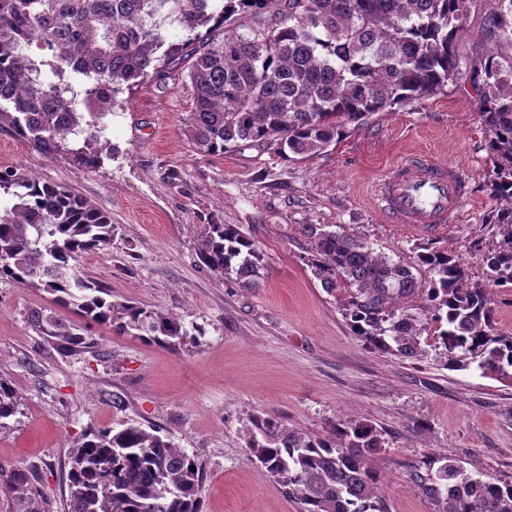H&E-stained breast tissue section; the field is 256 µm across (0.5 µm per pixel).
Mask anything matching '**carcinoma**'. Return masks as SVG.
I'll return each mask as SVG.
<instances>
[{
  "instance_id": "carcinoma-1",
  "label": "carcinoma",
  "mask_w": 512,
  "mask_h": 512,
  "mask_svg": "<svg viewBox=\"0 0 512 512\" xmlns=\"http://www.w3.org/2000/svg\"><path fill=\"white\" fill-rule=\"evenodd\" d=\"M473 0H0V120L43 154L101 167L102 119L123 88L150 79L187 86L183 133L206 156L263 148L283 160L309 157L343 139L348 125L442 92L468 70L494 159L489 176L501 239L486 279L470 282L459 257L423 247L394 261L344 228L301 224L308 263L332 292L350 288L344 315L370 348L420 361L435 352L451 371L474 370L512 385V336L495 327L492 287L512 288V55L461 56L456 34ZM487 36L512 47V0H488ZM187 34L167 42L162 28ZM36 46L35 58L26 48ZM86 79V112L72 80ZM0 278L38 288L87 322L163 347L198 345L205 331L132 301L114 302L77 271L78 258L112 244L110 215L67 186L25 169H0ZM198 259L243 289L259 287L260 241L237 224H205ZM425 271L427 277L415 275ZM32 325L71 351L80 327L35 310ZM433 325V333L428 326ZM18 408L0 378V419ZM246 448L298 500L300 512H383L369 456L377 429L358 422L326 435L255 415ZM408 481L437 512H512V482L470 474L446 457L411 465ZM69 512H203L198 462L134 423L90 428L70 456ZM19 512H40L23 476Z\"/></svg>"
}]
</instances>
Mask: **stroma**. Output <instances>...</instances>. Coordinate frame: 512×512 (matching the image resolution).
I'll return each instance as SVG.
<instances>
[{"instance_id":"35a3bbf8","label":"stroma","mask_w":512,"mask_h":512,"mask_svg":"<svg viewBox=\"0 0 512 512\" xmlns=\"http://www.w3.org/2000/svg\"><path fill=\"white\" fill-rule=\"evenodd\" d=\"M486 0H474L457 36L472 57L488 44ZM104 135L114 152L80 171L48 157L0 121V168L19 166L68 186L107 211L116 231L107 249L81 255L78 268L113 299L181 316L205 334L175 349L91 326L89 346L64 353L30 323L34 310L81 323L50 294L0 279V378L18 395L0 421V512H18L16 474H25L41 512H68L69 453L91 427L131 419L159 428L202 467L204 512H299L245 447L255 414L291 429L327 434L366 420L384 445L374 456L384 512H436L409 483L408 464L435 456L468 473L512 482V387L479 372L412 363L367 348L343 314L346 289L326 292L308 265L303 224L338 225L390 258L431 246L458 255L469 280L486 277L500 239L490 219L488 130L467 76L445 93L374 114L320 155L279 159L259 148L209 158L182 133L192 110L178 84L123 89ZM408 152L472 174V202L441 234L396 224L376 186ZM239 224L264 254L258 288L220 279L197 258L200 230ZM124 401L115 409L113 396Z\"/></svg>"}]
</instances>
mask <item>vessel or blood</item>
Here are the masks:
<instances>
[{"label":"vessel or blood","instance_id":"1","mask_svg":"<svg viewBox=\"0 0 512 512\" xmlns=\"http://www.w3.org/2000/svg\"><path fill=\"white\" fill-rule=\"evenodd\" d=\"M385 213L399 224L434 230L456 221L470 198V174L456 165L418 156L393 163L376 192Z\"/></svg>","mask_w":512,"mask_h":512}]
</instances>
